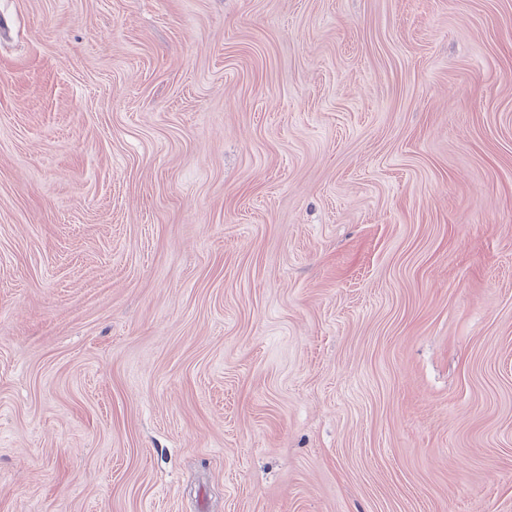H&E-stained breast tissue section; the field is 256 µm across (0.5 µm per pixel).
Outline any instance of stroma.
<instances>
[{
  "mask_svg": "<svg viewBox=\"0 0 512 512\" xmlns=\"http://www.w3.org/2000/svg\"><path fill=\"white\" fill-rule=\"evenodd\" d=\"M0 512H512V0H0Z\"/></svg>",
  "mask_w": 512,
  "mask_h": 512,
  "instance_id": "stroma-1",
  "label": "stroma"
}]
</instances>
